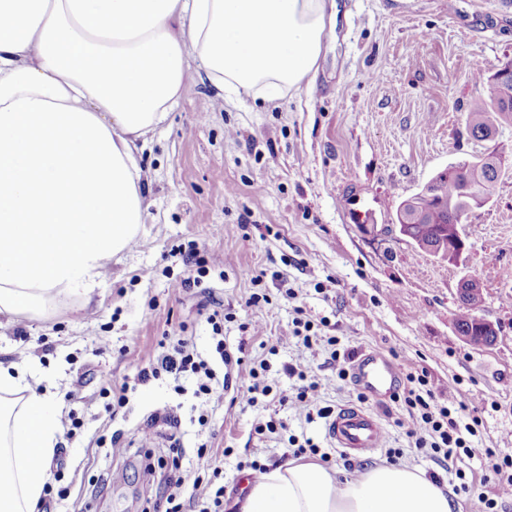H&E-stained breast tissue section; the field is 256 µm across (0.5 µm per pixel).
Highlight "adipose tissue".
Wrapping results in <instances>:
<instances>
[{"mask_svg":"<svg viewBox=\"0 0 512 512\" xmlns=\"http://www.w3.org/2000/svg\"><path fill=\"white\" fill-rule=\"evenodd\" d=\"M335 0H0V317L91 302L147 208L140 141L205 73L217 96L311 88ZM195 58L199 71L187 60ZM60 423L0 361V512H38ZM232 512H453L423 473L378 465L339 481L291 459Z\"/></svg>","mask_w":512,"mask_h":512,"instance_id":"adipose-tissue-1","label":"adipose tissue"}]
</instances>
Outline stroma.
Wrapping results in <instances>:
<instances>
[{"mask_svg": "<svg viewBox=\"0 0 512 512\" xmlns=\"http://www.w3.org/2000/svg\"><path fill=\"white\" fill-rule=\"evenodd\" d=\"M339 17L325 40L311 91L268 103L215 98L207 79L187 86L163 128L139 154L150 207L137 244L103 271L91 305L62 297L48 318L0 324V348L17 351L35 388L60 420L53 467L69 495L51 512H153L165 490L148 459H170L171 419H178L182 467L240 494L246 463L273 467L293 456L291 440H312L329 454L338 479L386 461L445 475L438 462L411 449L398 419L383 404L384 449L349 459L332 446L325 421L295 416L278 395L300 375L322 381L321 404L356 403L358 390L339 380L324 345H278L296 309L325 320L339 351L376 349L402 370L425 373L443 402L478 410L475 446L512 456V120L491 138L470 137L464 115L488 83L475 72L512 61V0H337ZM493 153L503 160L493 197L464 226L465 251L448 261L419 249L397 223L400 204L451 164ZM368 212L354 223L353 210ZM214 255L199 283L179 287L189 271L179 254L189 245ZM264 271L260 285L246 271ZM483 286L481 317L499 330L496 344L476 348L455 331L460 281ZM294 298H287L286 289ZM267 294L257 307L246 301ZM216 323H209V314ZM264 326L262 335L241 329ZM190 338L217 374L225 368L217 340L245 345V367L266 362L271 397L256 406L215 405L207 424L193 406L196 376L161 374L138 385L123 407L110 392L135 376L162 336ZM96 397L86 406L85 397ZM275 432L257 434V423ZM151 449L139 446L142 431ZM127 453L110 457L112 436Z\"/></svg>", "mask_w": 512, "mask_h": 512, "instance_id": "obj_1", "label": "stroma"}]
</instances>
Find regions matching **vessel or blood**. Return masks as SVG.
I'll return each instance as SVG.
<instances>
[{"label":"vessel or blood","instance_id":"b4317fda","mask_svg":"<svg viewBox=\"0 0 512 512\" xmlns=\"http://www.w3.org/2000/svg\"><path fill=\"white\" fill-rule=\"evenodd\" d=\"M357 389L376 402L390 399L402 383V370L373 349L360 350L350 365ZM325 432L336 448L348 455H361L381 448L386 430L380 419L362 406H343L328 419Z\"/></svg>","mask_w":512,"mask_h":512}]
</instances>
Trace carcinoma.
I'll list each match as a JSON object with an SVG mask.
<instances>
[{"mask_svg":"<svg viewBox=\"0 0 512 512\" xmlns=\"http://www.w3.org/2000/svg\"><path fill=\"white\" fill-rule=\"evenodd\" d=\"M485 74L486 71H480L478 79L489 81L490 101L474 100L465 115L467 129L478 141L487 139L501 121L512 119V78L494 82ZM499 178L500 172L494 170L484 172L482 179L472 182L449 168L438 172L409 198L410 210L421 214L422 221L406 225L407 237L433 255L441 247L446 249L454 245L464 235L460 213L473 205L475 198L495 186ZM455 326L461 335L474 330L473 307L463 306Z\"/></svg>","mask_w":512,"mask_h":512,"instance_id":"cac0c4a2","label":"carcinoma"}]
</instances>
